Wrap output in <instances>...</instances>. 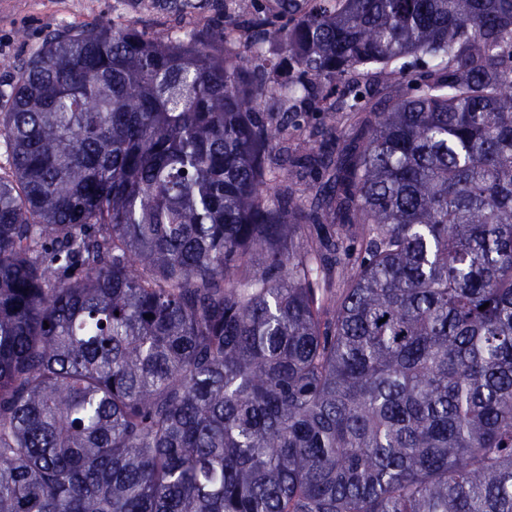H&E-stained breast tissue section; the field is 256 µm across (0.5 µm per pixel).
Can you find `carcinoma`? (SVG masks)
Returning a JSON list of instances; mask_svg holds the SVG:
<instances>
[{"label":"carcinoma","instance_id":"carcinoma-1","mask_svg":"<svg viewBox=\"0 0 512 512\" xmlns=\"http://www.w3.org/2000/svg\"><path fill=\"white\" fill-rule=\"evenodd\" d=\"M222 37L56 29L0 89V512H512V0Z\"/></svg>","mask_w":512,"mask_h":512}]
</instances>
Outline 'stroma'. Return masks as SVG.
Here are the masks:
<instances>
[{
    "mask_svg": "<svg viewBox=\"0 0 512 512\" xmlns=\"http://www.w3.org/2000/svg\"><path fill=\"white\" fill-rule=\"evenodd\" d=\"M223 20L224 0H0V84H9L13 64L31 57L61 27L113 23L150 34L190 21L202 28Z\"/></svg>",
    "mask_w": 512,
    "mask_h": 512,
    "instance_id": "stroma-1",
    "label": "stroma"
}]
</instances>
